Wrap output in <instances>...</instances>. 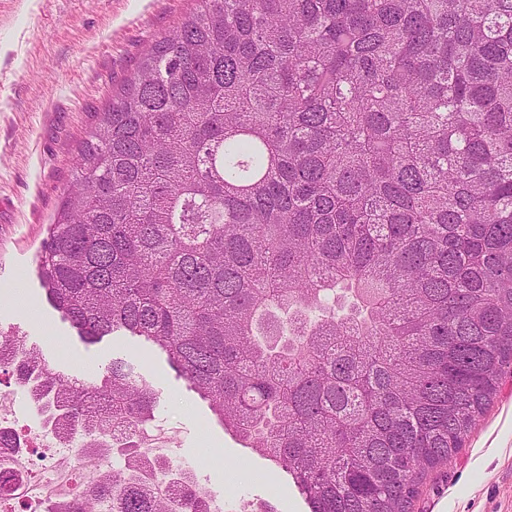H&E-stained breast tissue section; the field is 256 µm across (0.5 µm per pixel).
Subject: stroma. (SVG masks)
<instances>
[{
    "mask_svg": "<svg viewBox=\"0 0 512 512\" xmlns=\"http://www.w3.org/2000/svg\"><path fill=\"white\" fill-rule=\"evenodd\" d=\"M200 0H0V331L14 330L64 374L93 379L121 358L153 383L170 448L227 507L309 512L293 479L241 444L163 356L130 340L84 342L49 305L36 254L73 178L75 147L134 61ZM28 286L22 304L11 293ZM231 481H215L216 463ZM413 512H512V374L463 448L425 481Z\"/></svg>",
    "mask_w": 512,
    "mask_h": 512,
    "instance_id": "35a3bbf8",
    "label": "stroma"
}]
</instances>
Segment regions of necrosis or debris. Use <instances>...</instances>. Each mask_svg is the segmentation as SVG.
Returning a JSON list of instances; mask_svg holds the SVG:
<instances>
[{"instance_id": "necrosis-or-debris-1", "label": "necrosis or debris", "mask_w": 512, "mask_h": 512, "mask_svg": "<svg viewBox=\"0 0 512 512\" xmlns=\"http://www.w3.org/2000/svg\"><path fill=\"white\" fill-rule=\"evenodd\" d=\"M47 452L42 463L32 458V446L19 435L11 418L0 415V477L10 479V490L0 495L8 512H82L93 502V512H112V495L100 492L101 474L110 462L103 456L60 443L53 433L38 429Z\"/></svg>"}]
</instances>
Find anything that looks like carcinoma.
Returning <instances> with one entry per match:
<instances>
[{"instance_id":"obj_1","label":"carcinoma","mask_w":512,"mask_h":512,"mask_svg":"<svg viewBox=\"0 0 512 512\" xmlns=\"http://www.w3.org/2000/svg\"><path fill=\"white\" fill-rule=\"evenodd\" d=\"M78 145L37 255L78 336L143 338L310 512H413L512 372V0H202ZM45 423L125 470L159 394L0 334ZM112 477V512H206Z\"/></svg>"}]
</instances>
